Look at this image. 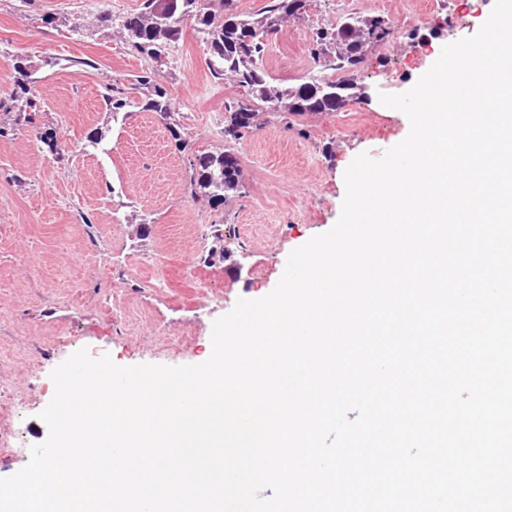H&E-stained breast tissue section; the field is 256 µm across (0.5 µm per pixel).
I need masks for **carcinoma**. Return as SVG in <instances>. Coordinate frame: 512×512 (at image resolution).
<instances>
[{
	"mask_svg": "<svg viewBox=\"0 0 512 512\" xmlns=\"http://www.w3.org/2000/svg\"><path fill=\"white\" fill-rule=\"evenodd\" d=\"M157 0H143L140 11L122 20L126 38L150 67L138 76L139 88L146 90L142 109L155 113L164 121L179 151L187 149L178 124L172 122L171 98L168 90L156 80L157 71L167 66L172 48L182 38V27L160 30L154 7ZM233 0H181L185 17L194 23V30L209 46L207 68L217 80L232 75L242 97L225 106L224 150L197 152L188 161L190 185L197 196L205 199L214 210L228 198L240 193L243 169L233 144L257 126L256 118L269 103L280 104L290 115L304 117L342 108L350 100L363 97L362 88L352 75L364 61L372 42H383L390 34L389 23L382 17L351 14L337 24L335 30H345L341 39L329 31H319L311 56L318 73L299 85L278 87L270 84L262 67L267 41L279 31L285 17L299 18L306 13L311 0H270L257 17L231 13ZM18 73L13 100L24 114L25 122L34 123L36 102L28 82V68L16 63ZM339 71L343 76L331 80L323 73Z\"/></svg>",
	"mask_w": 512,
	"mask_h": 512,
	"instance_id": "carcinoma-1",
	"label": "carcinoma"
}]
</instances>
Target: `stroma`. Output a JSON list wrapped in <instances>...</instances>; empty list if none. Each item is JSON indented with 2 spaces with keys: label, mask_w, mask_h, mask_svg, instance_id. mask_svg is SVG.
<instances>
[{
  "label": "stroma",
  "mask_w": 512,
  "mask_h": 512,
  "mask_svg": "<svg viewBox=\"0 0 512 512\" xmlns=\"http://www.w3.org/2000/svg\"><path fill=\"white\" fill-rule=\"evenodd\" d=\"M141 3L0 0V100H10L21 58L39 108L32 125L6 113L15 131L0 139V428L11 429L0 478L47 440L51 373L76 351L120 366L206 361L213 322L238 298L268 295L289 254L336 224L354 158H379L409 134L408 117L380 94L411 89L443 46L480 29L495 0H313L283 19L263 59L280 86L310 75L317 31L342 15L382 17L391 34L356 72L367 100L303 118L261 113L236 145L242 193L216 210L193 196L188 161L223 150L224 107L240 90L212 78L209 50L184 21L158 78L188 143L178 152L132 87L148 62L119 19ZM114 85L130 101L117 114L104 104ZM40 129L56 132L63 155L37 140Z\"/></svg>",
  "instance_id": "stroma-1"
}]
</instances>
